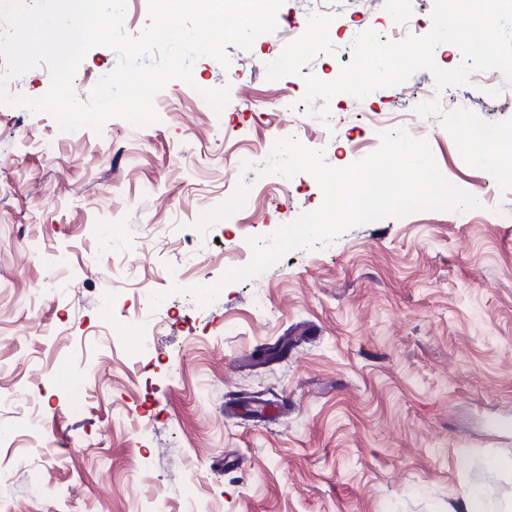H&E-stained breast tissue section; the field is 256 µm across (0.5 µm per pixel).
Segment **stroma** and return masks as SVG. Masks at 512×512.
I'll use <instances>...</instances> for the list:
<instances>
[{"instance_id":"stroma-1","label":"stroma","mask_w":512,"mask_h":512,"mask_svg":"<svg viewBox=\"0 0 512 512\" xmlns=\"http://www.w3.org/2000/svg\"><path fill=\"white\" fill-rule=\"evenodd\" d=\"M434 0H337L331 81L373 17L430 19ZM321 0H284L274 33L230 67L194 65L228 87L222 112L169 82L157 123L120 118L62 134L49 115L0 105V512H448L480 491L512 503V191L478 209L425 210L350 228L290 252L263 274L222 283L251 261L250 239L318 209L307 172L264 174L265 142L296 132L345 167L404 129L427 140L443 176L467 192L468 166L439 118L415 107L433 76L289 128L275 60ZM117 56L88 51L73 80L87 99ZM448 97L488 121L512 102L473 81ZM66 255L59 293L45 254ZM220 284L205 307L171 292ZM163 294L152 307V294ZM147 334L151 349L130 344ZM287 397L270 420L224 404Z\"/></svg>"}]
</instances>
